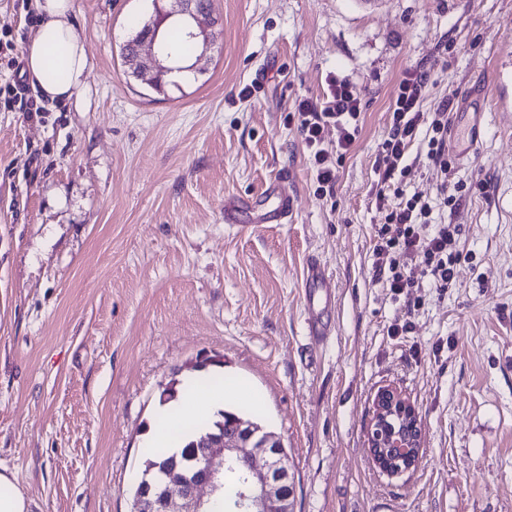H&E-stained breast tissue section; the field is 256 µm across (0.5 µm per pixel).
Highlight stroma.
<instances>
[{
	"label": "stroma",
	"mask_w": 512,
	"mask_h": 512,
	"mask_svg": "<svg viewBox=\"0 0 512 512\" xmlns=\"http://www.w3.org/2000/svg\"><path fill=\"white\" fill-rule=\"evenodd\" d=\"M33 0H0V469L31 512H131L129 479L175 380L241 383L246 411L294 462L295 512H512V112L485 128L453 180L485 192L443 207L422 142L405 195L457 225L446 291L397 297L373 268L378 146L406 73L427 70L423 111L454 100L473 123L512 0H212L216 41L156 92L121 48L151 0H75L92 67L82 102L41 109L22 59ZM350 80L361 134L333 194L315 193L288 115ZM39 107L28 117V107ZM283 181L285 224L224 221V201ZM332 276L331 333L305 330L308 256ZM208 360L205 370L194 363ZM421 426L398 474L368 452L378 390Z\"/></svg>",
	"instance_id": "1"
}]
</instances>
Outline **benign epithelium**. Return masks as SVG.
<instances>
[{
	"label": "benign epithelium",
	"mask_w": 512,
	"mask_h": 512,
	"mask_svg": "<svg viewBox=\"0 0 512 512\" xmlns=\"http://www.w3.org/2000/svg\"><path fill=\"white\" fill-rule=\"evenodd\" d=\"M161 23L179 25L185 36L208 50L215 32L202 25L207 10L197 0H167ZM157 26L134 47L128 65L142 84L173 73L177 67ZM420 442V425L414 409L391 388L379 390L374 399L368 450L378 467L395 472L415 465ZM222 457L224 468L213 466ZM237 466L246 469L232 512H294L296 485L293 466L281 440L261 426L233 420L224 432L202 437L187 458H171L164 467V487L160 493L145 484L133 512H204L220 488V479Z\"/></svg>",
	"instance_id": "obj_1"
}]
</instances>
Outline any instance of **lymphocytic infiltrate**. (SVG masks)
<instances>
[{
    "label": "lymphocytic infiltrate",
    "instance_id": "obj_1",
    "mask_svg": "<svg viewBox=\"0 0 512 512\" xmlns=\"http://www.w3.org/2000/svg\"><path fill=\"white\" fill-rule=\"evenodd\" d=\"M428 86V74L415 71L398 84L392 105L390 131L379 145V164L383 178L399 181L406 176L405 162L409 145L418 135L427 138V157L441 173H448L454 161L448 154V114L451 100L440 102L435 111L425 112L421 102ZM362 99L351 83L333 78L323 104L299 99L290 117L310 151L318 196L333 193L336 171L352 150L361 131ZM336 128V149L324 148L323 134L328 126ZM377 207L384 210L383 223L374 225L375 260L373 268L384 278L394 294H411L417 282L413 267H420L431 287L445 290L454 278L459 259L454 249L457 227L453 224H432L433 209L427 198L412 195L395 205H387L385 193H378Z\"/></svg>",
    "mask_w": 512,
    "mask_h": 512
}]
</instances>
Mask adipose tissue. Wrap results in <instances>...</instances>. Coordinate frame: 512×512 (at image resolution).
I'll list each match as a JSON object with an SVG mask.
<instances>
[{
	"mask_svg": "<svg viewBox=\"0 0 512 512\" xmlns=\"http://www.w3.org/2000/svg\"><path fill=\"white\" fill-rule=\"evenodd\" d=\"M40 17L25 47V71L32 87L50 102L82 97V76L91 67L84 39L73 21V0H34ZM223 391L199 389L186 380L176 417L167 420L156 443L175 441L183 427L201 416L211 403L223 401Z\"/></svg>",
	"mask_w": 512,
	"mask_h": 512,
	"instance_id": "obj_1",
	"label": "adipose tissue"
}]
</instances>
